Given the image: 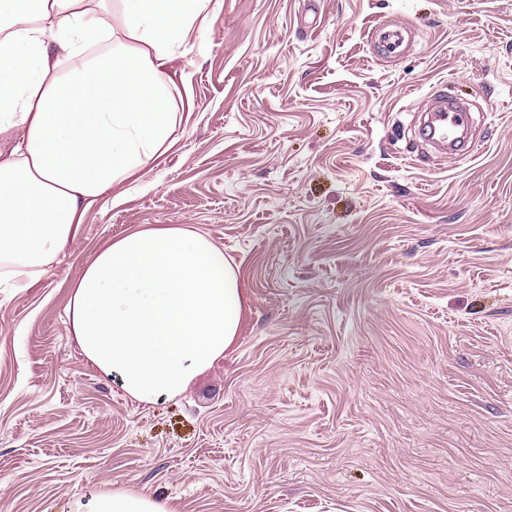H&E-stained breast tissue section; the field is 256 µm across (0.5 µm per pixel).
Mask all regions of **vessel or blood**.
<instances>
[{
    "mask_svg": "<svg viewBox=\"0 0 512 512\" xmlns=\"http://www.w3.org/2000/svg\"><path fill=\"white\" fill-rule=\"evenodd\" d=\"M385 57H399L404 48L402 28L383 25L374 35ZM427 118L421 121L420 138L432 144L444 156L462 157L472 154L476 142L469 134L472 118L466 103L444 96L432 97L425 109Z\"/></svg>",
    "mask_w": 512,
    "mask_h": 512,
    "instance_id": "vessel-or-blood-1",
    "label": "vessel or blood"
}]
</instances>
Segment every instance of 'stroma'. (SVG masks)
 I'll return each mask as SVG.
<instances>
[{"mask_svg": "<svg viewBox=\"0 0 512 512\" xmlns=\"http://www.w3.org/2000/svg\"><path fill=\"white\" fill-rule=\"evenodd\" d=\"M415 43L376 58L369 34ZM176 143L0 288V512L133 489L178 512H512V0H223L167 67ZM480 145L411 128L435 91ZM200 228L233 350L142 404L82 357L71 283L110 240ZM402 29L404 28L394 24L378 26L375 29L373 38L378 41L379 46L384 52V54L382 53V55H385L384 57L396 58L403 54L404 31Z\"/></svg>", "mask_w": 512, "mask_h": 512, "instance_id": "35a3bbf8", "label": "stroma"}]
</instances>
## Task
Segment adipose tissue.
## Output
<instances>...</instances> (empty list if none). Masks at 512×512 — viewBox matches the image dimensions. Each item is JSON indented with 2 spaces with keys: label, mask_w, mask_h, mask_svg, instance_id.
<instances>
[{
  "label": "adipose tissue",
  "mask_w": 512,
  "mask_h": 512,
  "mask_svg": "<svg viewBox=\"0 0 512 512\" xmlns=\"http://www.w3.org/2000/svg\"><path fill=\"white\" fill-rule=\"evenodd\" d=\"M221 0H0V288H30L108 189L175 144L165 75ZM239 275L197 230L139 229L75 279L69 332L131 398L182 394L235 344ZM75 512H176L128 489Z\"/></svg>",
  "instance_id": "obj_1"
}]
</instances>
